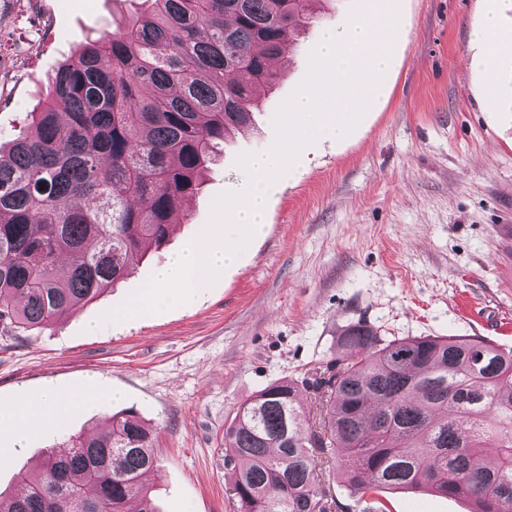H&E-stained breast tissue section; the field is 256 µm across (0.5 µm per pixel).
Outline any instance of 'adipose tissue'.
Listing matches in <instances>:
<instances>
[{
  "instance_id": "obj_1",
  "label": "adipose tissue",
  "mask_w": 512,
  "mask_h": 512,
  "mask_svg": "<svg viewBox=\"0 0 512 512\" xmlns=\"http://www.w3.org/2000/svg\"><path fill=\"white\" fill-rule=\"evenodd\" d=\"M472 39L482 51L485 80L488 85H495L499 56L506 46L496 12L486 15ZM66 406V401L52 388L31 401L0 405V431L9 433L16 445H23L33 424L58 422Z\"/></svg>"
}]
</instances>
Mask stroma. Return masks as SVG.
<instances>
[{"instance_id": "stroma-1", "label": "stroma", "mask_w": 512, "mask_h": 512, "mask_svg": "<svg viewBox=\"0 0 512 512\" xmlns=\"http://www.w3.org/2000/svg\"><path fill=\"white\" fill-rule=\"evenodd\" d=\"M143 0H0V145L28 130L59 64L115 29ZM493 0H322L261 97L253 129L232 136L185 201L177 227L114 288L30 332L0 327V402L49 386L95 388L23 449L0 432V491L43 448L105 417L136 412L158 462L144 480L157 512H237L224 431L235 407L280 379L322 373L340 333L364 320L387 338L474 336L512 348V52L488 87L472 33ZM389 20L392 48L350 136L308 140L267 187L262 233L243 239L216 199L275 147L274 118L305 80L325 28ZM241 244L238 261L190 301L117 318L168 257ZM383 512H472L464 498L387 490Z\"/></svg>"}]
</instances>
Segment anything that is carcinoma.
<instances>
[{
    "label": "carcinoma",
    "mask_w": 512,
    "mask_h": 512,
    "mask_svg": "<svg viewBox=\"0 0 512 512\" xmlns=\"http://www.w3.org/2000/svg\"><path fill=\"white\" fill-rule=\"evenodd\" d=\"M313 2L145 0L59 65L29 132L0 149L1 325L41 328L164 244L214 152L251 127ZM340 346L315 384L277 380L234 409L224 466L237 512H332L319 454L363 497L422 490L512 512V349L387 339L365 322ZM107 427L47 449L18 474L24 493L0 492V512H155L151 431L130 410Z\"/></svg>",
    "instance_id": "obj_1"
}]
</instances>
